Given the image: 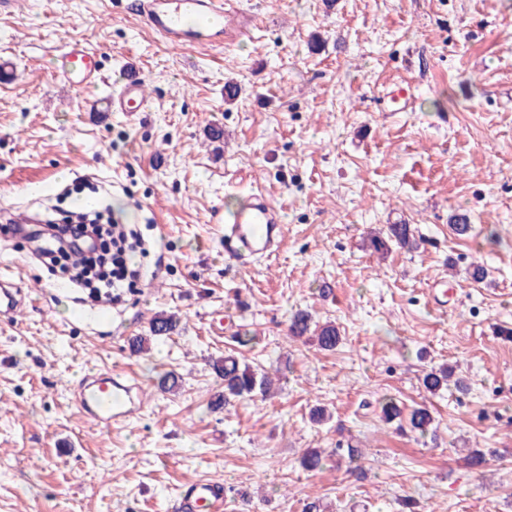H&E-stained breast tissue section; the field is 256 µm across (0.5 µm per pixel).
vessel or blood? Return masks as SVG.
Returning a JSON list of instances; mask_svg holds the SVG:
<instances>
[{"mask_svg": "<svg viewBox=\"0 0 512 512\" xmlns=\"http://www.w3.org/2000/svg\"><path fill=\"white\" fill-rule=\"evenodd\" d=\"M135 10L163 42L178 49L202 42L223 43L225 19L237 12L234 0H137ZM57 73L69 88L94 86L99 78L96 50L77 41L67 43L57 56ZM107 105L111 111L128 115L150 108L142 82L133 76L124 78ZM211 221L224 227L225 259L242 268L250 267L256 256L275 254L285 234L280 212L258 191L249 194L234 212L214 210ZM29 301L23 282L0 279L1 319H11ZM73 402L108 427L125 423L141 409L139 393L120 371L83 379ZM175 512H224L223 486L200 479L184 484Z\"/></svg>", "mask_w": 512, "mask_h": 512, "instance_id": "obj_1", "label": "vessel or blood"}]
</instances>
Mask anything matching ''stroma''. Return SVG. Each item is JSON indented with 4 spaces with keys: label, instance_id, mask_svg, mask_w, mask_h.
Here are the masks:
<instances>
[{
    "label": "stroma",
    "instance_id": "35a3bbf8",
    "mask_svg": "<svg viewBox=\"0 0 512 512\" xmlns=\"http://www.w3.org/2000/svg\"><path fill=\"white\" fill-rule=\"evenodd\" d=\"M236 5L247 34L193 49L162 43L134 0L0 11V276L35 293L0 320V512H173L196 477L223 484L224 512H305L315 498L323 512H403L406 498L512 512V0ZM71 41L99 51L103 83L64 85L55 55ZM128 74L151 111L106 110ZM402 83L412 111H384ZM86 180L147 244L140 288L103 323L4 229L6 210ZM256 188L287 237L242 270L209 218ZM401 223L416 249L373 254L369 234ZM298 311L335 324L336 349L290 337ZM165 313L176 330L132 352ZM227 354L267 371L275 394L210 411V364ZM442 366L453 384L428 392L423 375ZM114 369L149 403L100 429L72 395ZM170 372L179 385L161 391ZM387 398L428 408L430 433L383 421ZM351 445L358 474L335 454ZM310 448L325 460L307 472ZM477 448L485 461L468 466Z\"/></svg>",
    "mask_w": 512,
    "mask_h": 512
}]
</instances>
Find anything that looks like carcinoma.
Wrapping results in <instances>:
<instances>
[{"label":"carcinoma","mask_w":512,"mask_h":512,"mask_svg":"<svg viewBox=\"0 0 512 512\" xmlns=\"http://www.w3.org/2000/svg\"><path fill=\"white\" fill-rule=\"evenodd\" d=\"M394 246L400 248L415 246L410 225L389 224L385 232L370 239V249L378 254H386ZM176 327L175 316L158 317L151 324V335L133 337L131 346L134 350L142 352L148 348L151 340L172 333ZM288 332L294 338H302L312 332L316 337L318 347L327 351L334 349L339 342V332L334 324L328 322L313 330L311 329V318L303 312L292 317ZM212 369L217 378L222 380L224 390L210 401L209 409L211 410L223 409L236 400L264 398L272 391L273 380L267 372L255 369L248 364L242 365L232 355L214 360ZM450 376L451 372L444 368L432 369L423 376L422 385L427 391L435 393L448 385ZM382 414L386 422L396 421L398 427L407 425L422 435L428 433L432 424V416L427 408L418 407L406 415L399 404L391 398L386 399L383 403ZM322 460V451L313 448L303 454L301 467L306 471H315L321 467Z\"/></svg>","instance_id":"1"}]
</instances>
